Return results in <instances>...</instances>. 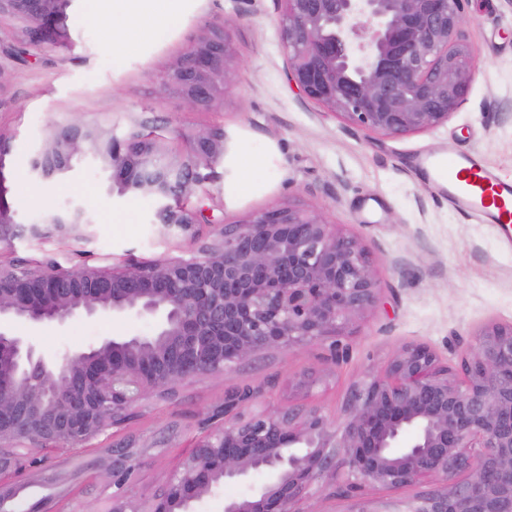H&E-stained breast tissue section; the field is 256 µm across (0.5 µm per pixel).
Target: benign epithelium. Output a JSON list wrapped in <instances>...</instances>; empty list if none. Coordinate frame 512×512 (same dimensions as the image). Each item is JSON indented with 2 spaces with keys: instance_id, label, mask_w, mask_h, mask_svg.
Instances as JSON below:
<instances>
[{
  "instance_id": "7a95c632",
  "label": "benign epithelium",
  "mask_w": 512,
  "mask_h": 512,
  "mask_svg": "<svg viewBox=\"0 0 512 512\" xmlns=\"http://www.w3.org/2000/svg\"><path fill=\"white\" fill-rule=\"evenodd\" d=\"M288 82L307 100L362 130L391 137L448 122L466 100L476 58L464 36L465 0H277ZM65 0H0L32 22L30 37L61 33ZM230 26L201 37L165 73L160 87L190 110L224 100L233 87ZM224 152V133L192 139L173 154L159 138L131 137L126 149L86 119L50 126L31 171L47 178L75 158L99 160L124 192L158 202L164 236L191 231L178 205L194 184L198 160ZM0 171V243L19 232L95 236L81 207L19 227ZM379 284L360 240L298 207L265 210L226 224L198 256L164 258L120 270L57 262L19 271L0 265V477L48 445L84 448L124 422L151 393L173 392L222 373L269 348L338 338L378 299ZM137 318L153 334L107 337L53 361L7 331L10 322L62 326L77 318ZM250 389L224 396V425L196 444L171 481L192 488L182 512L227 483L269 482L224 512H313L310 493L345 476L364 485L431 487L400 499H359L349 512H512V323L472 337L455 367L422 345L401 347L355 383L342 416L314 407L249 414ZM127 448L112 449V481L134 470Z\"/></svg>"
}]
</instances>
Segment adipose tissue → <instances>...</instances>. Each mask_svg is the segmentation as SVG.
Wrapping results in <instances>:
<instances>
[{
	"instance_id": "ef3b65f1",
	"label": "adipose tissue",
	"mask_w": 512,
	"mask_h": 512,
	"mask_svg": "<svg viewBox=\"0 0 512 512\" xmlns=\"http://www.w3.org/2000/svg\"><path fill=\"white\" fill-rule=\"evenodd\" d=\"M186 0H112V17L120 21L114 30L113 52L132 49L175 22L182 14ZM237 177L232 191L240 195L252 192L268 168L267 157L250 147H242L233 161Z\"/></svg>"
}]
</instances>
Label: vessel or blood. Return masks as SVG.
I'll list each match as a JSON object with an SVG mask.
<instances>
[{
	"label": "vessel or blood",
	"instance_id": "b4317fda",
	"mask_svg": "<svg viewBox=\"0 0 512 512\" xmlns=\"http://www.w3.org/2000/svg\"><path fill=\"white\" fill-rule=\"evenodd\" d=\"M421 165L458 211L512 234V180L468 154L426 157Z\"/></svg>",
	"mask_w": 512,
	"mask_h": 512
}]
</instances>
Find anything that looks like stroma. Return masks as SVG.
I'll use <instances>...</instances> for the list:
<instances>
[{"mask_svg":"<svg viewBox=\"0 0 512 512\" xmlns=\"http://www.w3.org/2000/svg\"><path fill=\"white\" fill-rule=\"evenodd\" d=\"M99 0H72L68 37L35 44L25 20L0 14V139L9 151L6 200L20 224L48 211L82 207L96 225L93 241L26 235L0 245V263L48 258L63 266H123L167 257L187 258L212 241L221 225L253 214L296 206L358 236L373 260L379 300L343 337L344 358L332 363L330 342L264 350L231 369L179 386L167 398L152 396L129 420L93 439L65 460L54 449L37 452V464L1 480L17 488L18 503L49 499V512H106L115 488L110 450L135 441L141 451L129 497L152 499L198 440L221 425L224 395L237 387L259 392L255 410H287L292 402L340 417L354 382L383 366L403 345L431 348L456 365L470 336L491 322H512V242L498 225L457 211L445 192L417 165L426 154L468 153L512 180V5L469 0L464 26L477 52V69L465 103L439 128L391 137L367 133L303 99L288 82L276 0H189L168 32L112 53V16L85 22ZM234 21V87L222 103L185 110L180 97L161 91L164 73L203 35ZM81 117L99 121L119 142L153 133L173 153L191 149L189 135L222 129L228 151L201 162L199 183L187 195L196 215L193 233L165 238L153 224L157 202L112 187L94 159L64 175L32 178L30 157L49 127ZM264 152L269 176L248 197L229 195V161L242 144ZM27 191H20L19 181ZM44 356L82 350L107 337L151 334L136 319L79 318L64 329L19 322ZM311 373L318 382L293 394L290 385ZM413 488L367 485L351 493L337 481L312 500L316 512H348L354 496L404 498Z\"/></svg>","mask_w":512,"mask_h":512,"instance_id":"35a3bbf8","label":"stroma"}]
</instances>
